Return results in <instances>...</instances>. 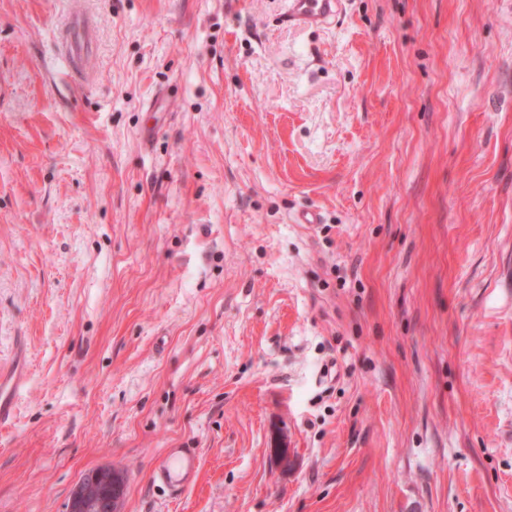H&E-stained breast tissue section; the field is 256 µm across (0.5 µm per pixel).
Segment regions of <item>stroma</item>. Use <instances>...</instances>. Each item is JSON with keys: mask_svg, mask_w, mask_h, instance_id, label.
Here are the masks:
<instances>
[{"mask_svg": "<svg viewBox=\"0 0 512 512\" xmlns=\"http://www.w3.org/2000/svg\"><path fill=\"white\" fill-rule=\"evenodd\" d=\"M286 2L0 0V512H512V0ZM288 9L282 21L308 28H321L333 23L340 12L341 0H287ZM89 45V36L81 20H76L65 37V53L61 62L71 67L81 61L86 55ZM27 383V372L16 364L8 369L0 367V424L10 419L18 392ZM199 465L196 448H169L158 460L154 478L178 494L196 480ZM124 477L122 473L97 468L74 488L66 512H121Z\"/></svg>", "mask_w": 512, "mask_h": 512, "instance_id": "1", "label": "stroma"}]
</instances>
